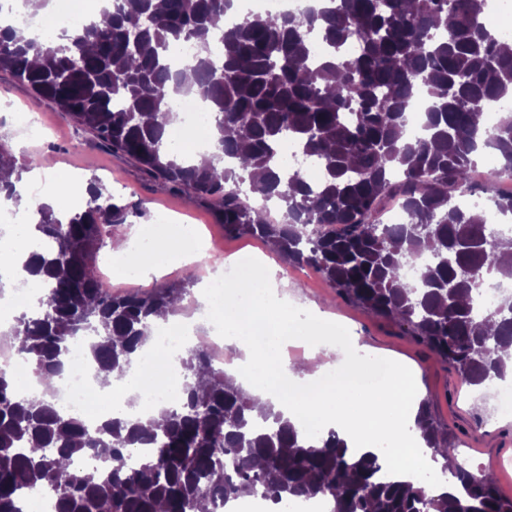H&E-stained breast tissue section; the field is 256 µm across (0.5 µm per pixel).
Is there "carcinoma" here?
I'll return each mask as SVG.
<instances>
[{"label": "carcinoma", "instance_id": "carcinoma-1", "mask_svg": "<svg viewBox=\"0 0 512 512\" xmlns=\"http://www.w3.org/2000/svg\"><path fill=\"white\" fill-rule=\"evenodd\" d=\"M233 0H115L98 22L43 40L0 29V71L134 159L161 184L212 208L229 234L275 243L288 262L321 274L337 293L418 338L479 390L512 374V296L490 312L477 296L494 275L512 280V192L469 206L472 172L485 149L502 159L488 182L512 178V108L495 124L485 111L512 102V52L481 0H329L308 15H252L212 31ZM322 41L325 52L313 57ZM356 42L353 54L346 51ZM189 44L185 59L174 51ZM427 91L423 132L405 114ZM193 94L218 115L212 160L196 165L171 143L173 100ZM290 141L315 160L319 182L284 171ZM246 183L251 196L239 193ZM80 210L36 209L34 235L51 242L23 270L46 287L45 308L3 333L49 382L66 370L73 342L94 335L98 368L123 377L151 340L158 316L177 315L185 286L110 294L94 265L103 231L125 223L119 204L92 182ZM272 202L280 219L252 202ZM400 224L377 215L390 199ZM421 258L418 278L402 267ZM179 403L164 424L113 418L95 429L54 398L19 397L0 369V512H23L25 492L51 491L56 512H197L244 494L273 512L290 502L334 501L332 512H512L494 477L455 467V491L379 474L381 449L359 453L333 429L318 436L249 394L214 367L204 344L182 359ZM420 439L432 458L455 449L419 405ZM95 454L107 466H89Z\"/></svg>", "mask_w": 512, "mask_h": 512}]
</instances>
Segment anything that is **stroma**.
<instances>
[{"instance_id": "stroma-1", "label": "stroma", "mask_w": 512, "mask_h": 512, "mask_svg": "<svg viewBox=\"0 0 512 512\" xmlns=\"http://www.w3.org/2000/svg\"><path fill=\"white\" fill-rule=\"evenodd\" d=\"M22 112L40 113L45 128L41 139L33 141L25 135L18 124ZM0 143L16 160L50 159L61 178L79 173L82 183H98L114 198L141 206L142 215L130 216L127 223L112 226L109 237L103 240V250H111L113 239L139 236L145 225L159 222L164 235L178 240L187 230L196 231L208 248L226 258L243 249L255 252L269 271L277 273L279 294L297 315L301 328L317 331L328 322L332 336L344 337L345 346L333 353L338 365L347 364L353 371L365 372L374 362L386 360L413 369L419 396L429 401L435 421L454 441L458 455L475 458L484 471L494 475L500 495L512 499V416L493 415L490 406L481 404L474 387L464 384L452 367L429 356L421 344L397 326L346 303L313 270L285 274V261L268 244L247 235L225 233L209 210L150 179L127 157L102 147L93 134L65 120L3 71ZM208 265L205 258L183 267L163 263L149 275L136 272L113 280L112 290H149L186 280L191 274L195 280L188 282L187 293L193 297L202 286L201 277Z\"/></svg>"}]
</instances>
